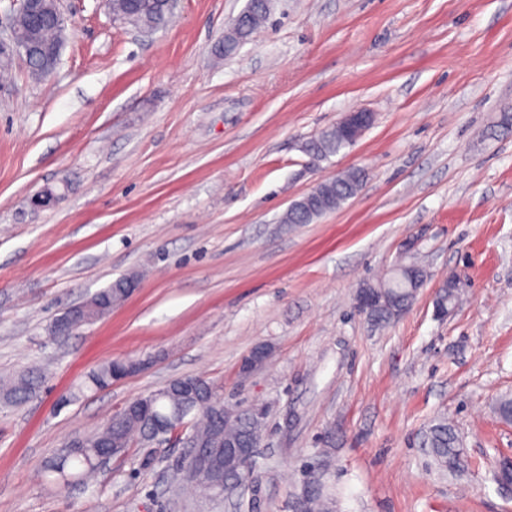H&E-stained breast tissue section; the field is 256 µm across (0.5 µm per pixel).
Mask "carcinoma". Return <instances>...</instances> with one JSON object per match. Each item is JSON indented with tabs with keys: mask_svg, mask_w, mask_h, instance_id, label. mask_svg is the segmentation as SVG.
<instances>
[{
	"mask_svg": "<svg viewBox=\"0 0 512 512\" xmlns=\"http://www.w3.org/2000/svg\"><path fill=\"white\" fill-rule=\"evenodd\" d=\"M38 2L47 21L37 24L30 14L21 12L15 13L13 18L17 41L25 47L36 48L31 56L34 67L58 63L59 49L65 39V33L54 21L59 10L58 0ZM108 7L115 20L145 31L166 27L172 17L168 0H108ZM270 10L271 0H247L234 25L216 44L215 53L226 57L240 45L251 41L267 23ZM352 145L353 142L336 124L320 131L306 143L304 150L314 161L321 162ZM363 181L364 173L355 169L320 182L302 200L289 206L282 223L316 222L355 196ZM423 276L421 268L408 265L405 272H398L376 284V288L385 292L386 300L383 306L372 311V315L381 322L390 321L394 310L412 302V288ZM125 298L126 290L120 277L90 296L81 305L77 317L85 321L96 320ZM116 366L115 360L102 364L89 376L86 388L99 390L110 386ZM40 378V373L34 369L16 376L1 377L0 399L13 405L26 402L36 392ZM166 388L165 393L157 389L146 395L152 401L156 419L165 420L176 411H181L182 423L188 425V433L195 438L199 447L207 448L221 458L224 449L230 446L249 448L260 444L263 420L254 417L249 409L224 405V398L213 382L202 377L185 376L169 381ZM139 401L141 398L138 397L127 403L101 431L79 439L76 447L65 449L50 461L46 471L52 475L51 482L58 492H67L75 479L83 481L88 478L99 467V455L105 449H126L133 435L142 437L152 430L153 423L134 409ZM422 444L431 449L437 464L450 472L461 471L467 466L454 430L444 418L432 421L423 434ZM310 469L315 489L305 499V512H336V501L326 492L328 464L319 463L310 466Z\"/></svg>",
	"mask_w": 512,
	"mask_h": 512,
	"instance_id": "cac0c4a2",
	"label": "carcinoma"
}]
</instances>
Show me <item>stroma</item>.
I'll use <instances>...</instances> for the list:
<instances>
[{
  "label": "stroma",
  "instance_id": "obj_1",
  "mask_svg": "<svg viewBox=\"0 0 512 512\" xmlns=\"http://www.w3.org/2000/svg\"><path fill=\"white\" fill-rule=\"evenodd\" d=\"M247 0H180L144 35L102 0H60V62L0 79V373L42 383L0 406V512H289L312 463L337 512H512V0H273L231 56L215 44ZM357 143L315 164L304 143L353 110ZM361 168L356 196L312 224L289 205ZM59 197L43 208L46 188ZM413 262L427 276L387 323L361 288ZM136 291L57 339L51 325L121 276ZM461 283L436 313L448 275ZM266 347L250 375L242 360ZM141 370L82 390L108 360ZM200 375L264 412L244 493L201 500L176 441L132 438L93 484L42 471L127 402ZM468 465L421 446L438 417Z\"/></svg>",
  "mask_w": 512,
  "mask_h": 512
}]
</instances>
